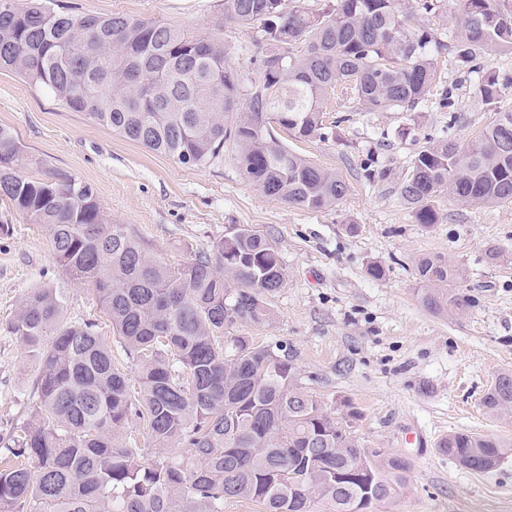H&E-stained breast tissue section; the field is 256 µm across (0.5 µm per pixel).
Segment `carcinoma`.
Segmentation results:
<instances>
[{"instance_id": "cac0c4a2", "label": "carcinoma", "mask_w": 512, "mask_h": 512, "mask_svg": "<svg viewBox=\"0 0 512 512\" xmlns=\"http://www.w3.org/2000/svg\"><path fill=\"white\" fill-rule=\"evenodd\" d=\"M448 40L416 25L438 0H336L316 13L294 0H224V19L260 34V76L249 86L226 64L224 41L158 21L55 9L53 0H0V70H12L75 112L98 101L96 124L175 163L202 168L231 149L263 195L321 211L348 185L282 144L277 130L325 141L323 108L339 85L356 109L413 110L431 93L443 50L480 73L478 95L494 120L461 146L431 138L398 184L416 223H438L435 199L512 203V110L505 85L481 60L512 51V0H460ZM39 165L0 127V200L45 233L62 280L91 287L106 321L65 317L66 288L46 283L21 300L9 330L38 366V400L4 452L28 465L0 468V512H224L247 500L261 512H373L407 483L408 461L372 455L348 421L298 382L281 343L224 329L270 324L286 268L275 242L249 225L172 266L124 224L106 218L91 184ZM422 305L463 308L458 267L442 255L415 263ZM122 349L135 371L116 362ZM512 416V372L482 398ZM146 423L154 456L127 440ZM182 453L170 455V448ZM440 454L489 472L512 454L499 439L453 432Z\"/></svg>"}]
</instances>
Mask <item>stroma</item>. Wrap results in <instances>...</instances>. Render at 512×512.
<instances>
[{"label": "stroma", "mask_w": 512, "mask_h": 512, "mask_svg": "<svg viewBox=\"0 0 512 512\" xmlns=\"http://www.w3.org/2000/svg\"><path fill=\"white\" fill-rule=\"evenodd\" d=\"M80 14H127L223 37L226 62L257 79L253 32L225 20L224 0H56ZM456 112L428 98L415 110L358 112L345 88L331 93L326 141L279 138L288 149L343 175L347 195L327 210L293 207L262 195L241 175L232 153L204 168H187L74 112L15 72L0 70V126L10 128L45 167L90 183L107 219L133 228L157 259L190 261L249 224L277 244L287 270L270 299L273 323L236 324L225 339L287 345L299 380L348 416L362 447L406 457L405 488L380 512H512V457L498 469L465 470L439 454L452 432L491 435L512 446V419L485 413L481 400L498 374L512 372V205L466 206L436 201L437 224H416L397 191L416 152L401 128L466 144L493 115L475 94L476 75L453 54L436 60ZM374 158L389 175L366 180ZM10 221L0 231V441L33 409L36 365L9 323L23 296L53 281L58 267L39 228L0 201ZM496 259H489V252ZM443 255L457 264L455 286L465 307L431 313L418 298L415 261ZM384 274L369 276L370 265Z\"/></svg>", "instance_id": "1"}]
</instances>
